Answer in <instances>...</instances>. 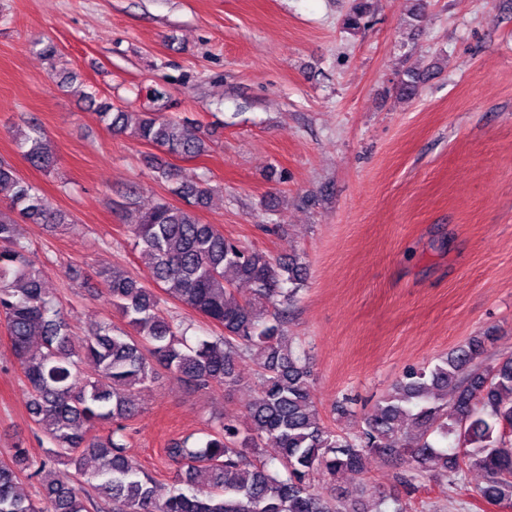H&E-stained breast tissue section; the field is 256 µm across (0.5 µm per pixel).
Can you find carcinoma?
Listing matches in <instances>:
<instances>
[{"label":"carcinoma","mask_w":512,"mask_h":512,"mask_svg":"<svg viewBox=\"0 0 512 512\" xmlns=\"http://www.w3.org/2000/svg\"><path fill=\"white\" fill-rule=\"evenodd\" d=\"M366 14L364 0H355L345 28L360 29ZM419 83L416 69L399 71L400 96L415 97ZM98 111L107 128L168 155L207 152L204 132L187 118L115 112L108 101ZM14 138L33 167L49 172L57 166L37 125L16 129ZM147 163L182 204L161 198L139 212L131 227L136 245L171 299L223 330L193 345L155 291L117 267L102 277L127 328L101 322L74 345L70 320L18 229L20 218L34 224L72 220L0 159V201H8V210L0 209V323L32 394L37 434L50 444L46 459L18 448L0 460V512H100L107 504L112 512H359L323 485L340 472L363 474L371 459L388 456L409 463L405 483L426 474L443 480L464 466L483 470L489 483L482 496L512 505V358L475 363L492 337L474 336L434 367L406 372L356 432L332 430L318 417L307 355L285 330L283 307L303 279L302 264L276 260L203 223L197 210L214 194L209 183L178 179L154 155ZM238 281L252 286V299L236 297ZM84 358L94 365L86 377ZM244 361L258 376L246 409L249 425L226 418L200 444H190L188 436L173 443L167 453L179 467L178 487L159 494L154 478L128 454L122 421L133 416V395L159 367L200 391L233 388ZM107 422L108 434L94 433ZM264 444L279 448V455L259 458ZM87 455L97 460L91 471ZM55 458L74 472L56 470ZM25 476L39 481L42 498L19 492Z\"/></svg>","instance_id":"obj_1"}]
</instances>
